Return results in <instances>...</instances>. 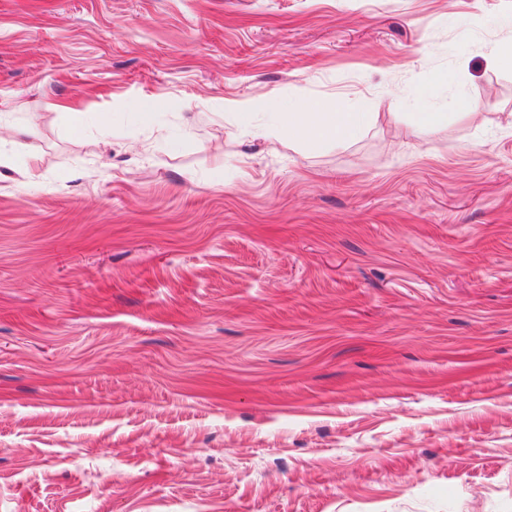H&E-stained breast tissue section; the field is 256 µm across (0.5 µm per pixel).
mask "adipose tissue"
Here are the masks:
<instances>
[{
    "label": "adipose tissue",
    "mask_w": 512,
    "mask_h": 512,
    "mask_svg": "<svg viewBox=\"0 0 512 512\" xmlns=\"http://www.w3.org/2000/svg\"><path fill=\"white\" fill-rule=\"evenodd\" d=\"M367 122L366 113L330 112L317 103L277 115L278 129L292 141L352 140L364 131Z\"/></svg>",
    "instance_id": "ef3b65f1"
}]
</instances>
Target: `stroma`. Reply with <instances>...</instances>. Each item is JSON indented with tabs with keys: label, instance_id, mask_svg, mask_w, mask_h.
Listing matches in <instances>:
<instances>
[{
	"label": "stroma",
	"instance_id": "1",
	"mask_svg": "<svg viewBox=\"0 0 512 512\" xmlns=\"http://www.w3.org/2000/svg\"><path fill=\"white\" fill-rule=\"evenodd\" d=\"M510 40L512 0H0V512H512ZM308 102L372 120L259 137Z\"/></svg>",
	"mask_w": 512,
	"mask_h": 512
}]
</instances>
